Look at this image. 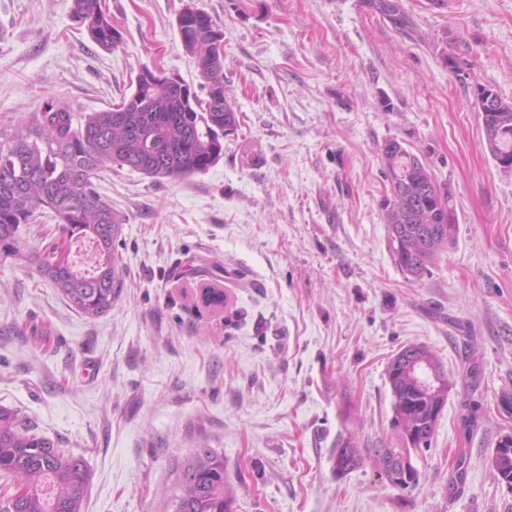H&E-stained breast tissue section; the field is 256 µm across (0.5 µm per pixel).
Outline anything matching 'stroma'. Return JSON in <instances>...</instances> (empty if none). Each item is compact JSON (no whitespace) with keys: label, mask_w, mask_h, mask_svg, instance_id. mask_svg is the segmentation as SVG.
Returning <instances> with one entry per match:
<instances>
[{"label":"stroma","mask_w":512,"mask_h":512,"mask_svg":"<svg viewBox=\"0 0 512 512\" xmlns=\"http://www.w3.org/2000/svg\"><path fill=\"white\" fill-rule=\"evenodd\" d=\"M188 1L224 32L238 129L188 178L100 172L125 219L108 313L0 259V406L83 457L81 512H165L198 448L223 455L234 512H512L491 465L512 434V174L472 106L479 84L512 100V0H404L406 31L366 0H105L109 52L72 0H0V129L48 103L108 109L145 65L199 87L176 25ZM391 139L452 194L454 240L416 283L381 220ZM409 344L451 388L400 489L376 451L403 449L387 366ZM343 437L364 461L339 476Z\"/></svg>","instance_id":"35a3bbf8"}]
</instances>
